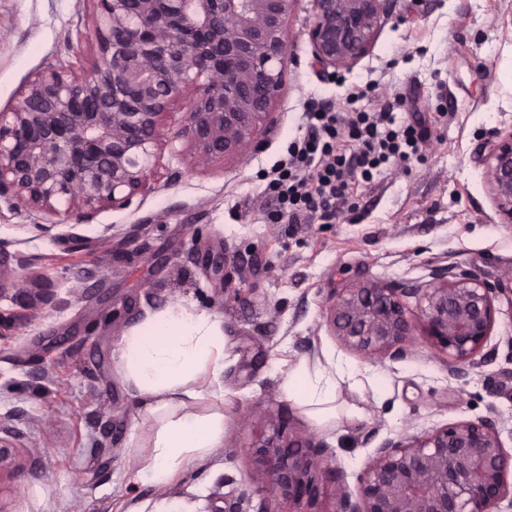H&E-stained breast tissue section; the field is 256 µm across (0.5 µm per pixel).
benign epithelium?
I'll return each instance as SVG.
<instances>
[{
    "label": "benign epithelium",
    "mask_w": 512,
    "mask_h": 512,
    "mask_svg": "<svg viewBox=\"0 0 512 512\" xmlns=\"http://www.w3.org/2000/svg\"><path fill=\"white\" fill-rule=\"evenodd\" d=\"M91 25L77 32L93 44L88 73L59 62L22 87L0 111V197L13 206L87 214L124 207L155 171L161 143L186 138L207 165L256 151L270 126L288 58L283 27L293 0H91ZM305 30L316 64L348 69L370 49L389 0H313ZM188 99L183 127L165 117ZM502 224H512V132L482 156ZM498 288L450 270L425 286L353 284L329 299L326 321L347 348L398 358L412 335L406 298H417L424 336L457 368L477 363L491 336ZM256 446L255 477L275 501L320 494L325 447L285 432L273 420ZM512 453L495 420L457 421L387 439L358 477L343 485L333 512H498L512 500Z\"/></svg>",
    "instance_id": "benign-epithelium-1"
}]
</instances>
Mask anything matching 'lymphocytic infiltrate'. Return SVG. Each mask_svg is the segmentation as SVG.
Instances as JSON below:
<instances>
[{
  "instance_id": "obj_1",
  "label": "lymphocytic infiltrate",
  "mask_w": 512,
  "mask_h": 512,
  "mask_svg": "<svg viewBox=\"0 0 512 512\" xmlns=\"http://www.w3.org/2000/svg\"><path fill=\"white\" fill-rule=\"evenodd\" d=\"M364 91L349 89L342 106L314 104L304 114L301 133L271 171L268 191L279 208L274 222H328L347 201L353 176L372 180L385 165H405L417 156L430 132L410 114L404 97L367 110Z\"/></svg>"
}]
</instances>
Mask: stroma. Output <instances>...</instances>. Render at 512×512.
I'll return each instance as SVG.
<instances>
[{
  "instance_id": "obj_1",
  "label": "stroma",
  "mask_w": 512,
  "mask_h": 512,
  "mask_svg": "<svg viewBox=\"0 0 512 512\" xmlns=\"http://www.w3.org/2000/svg\"><path fill=\"white\" fill-rule=\"evenodd\" d=\"M91 0H0V110L44 67L90 68L74 40ZM312 0H293L290 60L258 152L200 167L187 143L162 148L144 191L125 208L54 216L0 199V417L13 431L0 470L6 512H264L252 448L273 418L327 447L319 505L357 478L385 439L493 418L512 452V227L500 224L479 159L512 132V0H392L368 53L321 70L304 33ZM370 87L379 107L401 95L431 138L409 168L350 183L332 223L274 224L263 178L299 134L308 101L341 103ZM224 260L218 280L206 257ZM499 283L485 363L448 369L414 329L398 359L342 346L326 322L331 293L365 281L419 286L436 267ZM224 330V438L166 487L138 473L154 436L116 360L133 328L167 307ZM338 373L318 423L284 390L296 367Z\"/></svg>"
}]
</instances>
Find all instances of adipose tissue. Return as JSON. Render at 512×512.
Listing matches in <instances>:
<instances>
[{
  "label": "adipose tissue",
  "instance_id": "adipose-tissue-1",
  "mask_svg": "<svg viewBox=\"0 0 512 512\" xmlns=\"http://www.w3.org/2000/svg\"><path fill=\"white\" fill-rule=\"evenodd\" d=\"M141 401L145 417L160 421L139 453L140 471L168 484L191 461L205 458L224 434V415L204 414L202 402H223L224 336L218 322L170 307L134 328L117 362ZM289 395L315 407L336 391L323 370L295 369L285 383Z\"/></svg>",
  "mask_w": 512,
  "mask_h": 512
}]
</instances>
